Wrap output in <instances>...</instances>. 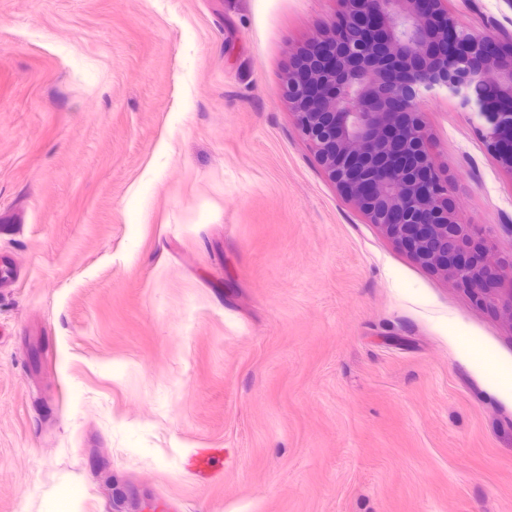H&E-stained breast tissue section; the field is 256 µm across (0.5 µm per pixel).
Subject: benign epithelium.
Masks as SVG:
<instances>
[{
  "label": "benign epithelium",
  "mask_w": 512,
  "mask_h": 512,
  "mask_svg": "<svg viewBox=\"0 0 512 512\" xmlns=\"http://www.w3.org/2000/svg\"><path fill=\"white\" fill-rule=\"evenodd\" d=\"M319 40L327 56L299 52L287 82L290 109L328 178L369 223L418 263L454 280L512 323V258L448 207L449 180L436 167L418 102L441 92L483 121L482 135L512 177V42L486 52L487 39L460 29L448 0H341ZM456 55L441 47L448 34Z\"/></svg>",
  "instance_id": "obj_1"
}]
</instances>
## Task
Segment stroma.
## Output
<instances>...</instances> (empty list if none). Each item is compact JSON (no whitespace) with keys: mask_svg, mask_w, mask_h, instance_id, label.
<instances>
[{"mask_svg":"<svg viewBox=\"0 0 512 512\" xmlns=\"http://www.w3.org/2000/svg\"><path fill=\"white\" fill-rule=\"evenodd\" d=\"M448 9L512 36V0ZM339 10L0 0V512L65 484L80 512H512V323L367 223L290 113ZM420 110L511 257L478 119Z\"/></svg>","mask_w":512,"mask_h":512,"instance_id":"1","label":"stroma"}]
</instances>
